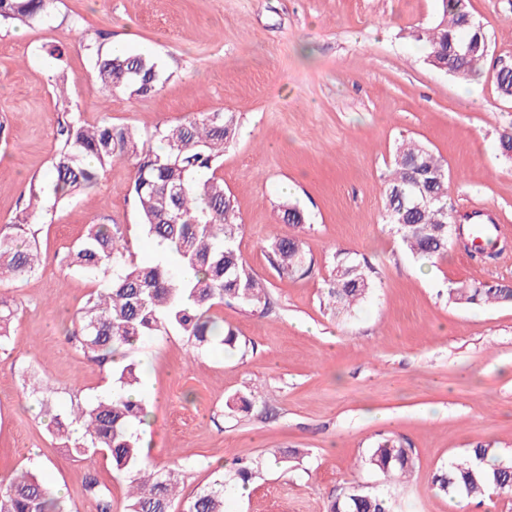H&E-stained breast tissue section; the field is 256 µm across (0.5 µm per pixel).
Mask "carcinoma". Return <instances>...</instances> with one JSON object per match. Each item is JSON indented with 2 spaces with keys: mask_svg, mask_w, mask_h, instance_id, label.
Returning a JSON list of instances; mask_svg holds the SVG:
<instances>
[{
  "mask_svg": "<svg viewBox=\"0 0 512 512\" xmlns=\"http://www.w3.org/2000/svg\"><path fill=\"white\" fill-rule=\"evenodd\" d=\"M56 0H0V23H44ZM441 17L422 28L415 40L448 74L466 78L486 56L480 47L465 58L448 55L450 43H467L476 34L468 23L467 0H440ZM96 83L105 95L146 97L163 84L162 66L145 54H120L96 49ZM238 120L232 112L193 114L181 121L138 132L109 121L96 125L66 121L59 125L61 147L49 177L28 188L37 205L24 209L8 228L0 229V350L7 351L10 329L17 316L6 284L36 272L39 252L30 225L50 214L58 204L97 183L99 173L116 161L134 170L132 192L140 225L158 245L173 252L176 263L196 272L185 279L167 261L136 263L127 257L125 237L116 224H90L83 240L68 255V265L91 277L108 280L92 292L72 332L81 350L100 364L146 337L175 331L196 349L240 350L236 332L214 316L213 309L232 300L265 311L270 294L236 248L242 224L224 181L217 176L226 149L236 139ZM386 223L393 225L412 253L440 256L448 252V225L454 223L448 206V168L422 143L404 139L389 164L384 185ZM282 221L294 233L276 236L267 244L268 261L278 276L306 277L314 268L300 233L304 213L285 205ZM375 288L367 266L345 253L336 254L335 274L325 291L327 310L352 316ZM450 299L462 305L512 304V287L505 283L461 282ZM112 391L93 404H78L63 414H51L49 396L39 403L52 415L53 434L77 461L105 452L112 469L129 478L123 512H172L181 466L158 468L144 462L143 443L133 431L147 417L139 394L136 364L112 368ZM362 463L387 480L403 481L414 467L411 449L395 436L378 440ZM261 461L241 463L234 479L246 485ZM433 486L454 497L512 493V463L498 459L493 448L478 446L471 453L434 474ZM231 481L215 478L187 501L184 512H224ZM85 495L99 512H112L110 488L95 473L84 483ZM63 499L40 476L22 471L0 479V512H64ZM326 512H391V499L356 485L332 499Z\"/></svg>",
  "mask_w": 512,
  "mask_h": 512,
  "instance_id": "obj_1",
  "label": "carcinoma"
}]
</instances>
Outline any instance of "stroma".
I'll use <instances>...</instances> for the list:
<instances>
[{
  "instance_id": "stroma-1",
  "label": "stroma",
  "mask_w": 512,
  "mask_h": 512,
  "mask_svg": "<svg viewBox=\"0 0 512 512\" xmlns=\"http://www.w3.org/2000/svg\"><path fill=\"white\" fill-rule=\"evenodd\" d=\"M439 0H60L51 22L0 26V228L14 220L30 183L59 149V121L142 131L202 112H233L236 141L218 170L243 224L236 247L270 283L271 304L216 309L238 352L193 350L171 332L129 351L148 416L136 431L157 465H184L175 502L207 487L237 460L261 459L247 495L225 512H325L361 484L391 494L394 512H512V495L452 498L433 475L479 444L512 461V305L466 306L460 282L512 283V238L493 258L451 246L441 258L404 251L383 221V178L395 144L412 137L448 167L456 218L489 214L512 229V97L496 73L512 65V0H469L488 52L468 81L431 66L417 28ZM156 57L160 90L106 97L91 86L87 41ZM61 55L49 56L51 47ZM68 76L65 97L55 91ZM133 172L117 161L98 184L63 201L35 231L36 273L13 283L18 303L11 351L0 354V476L37 469L65 489L68 512H97L83 484L89 467L69 459L31 394L46 389L66 409L112 389V368L69 335L103 279L62 266L91 224L120 225L137 262L157 257L138 223ZM297 203L314 259L311 275L278 276L266 246L285 233L280 208ZM367 263L376 283L351 318L322 304L337 253ZM254 395L250 411L228 399ZM384 435L411 448L406 481L361 464ZM277 448L303 457L275 463Z\"/></svg>"
}]
</instances>
